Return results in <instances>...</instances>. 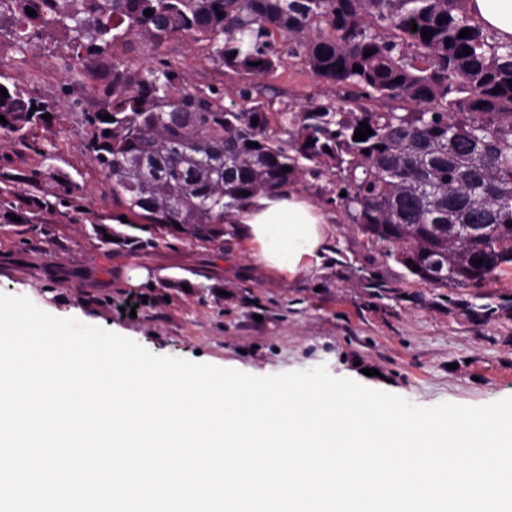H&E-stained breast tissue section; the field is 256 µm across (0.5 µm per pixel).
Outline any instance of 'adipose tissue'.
Here are the masks:
<instances>
[{"label": "adipose tissue", "instance_id": "obj_1", "mask_svg": "<svg viewBox=\"0 0 512 512\" xmlns=\"http://www.w3.org/2000/svg\"><path fill=\"white\" fill-rule=\"evenodd\" d=\"M473 20L502 43H512V0H467ZM228 247L246 249L269 276L293 280L327 253L331 215L295 185L276 195H261L237 212Z\"/></svg>", "mask_w": 512, "mask_h": 512}]
</instances>
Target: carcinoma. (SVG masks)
Segmentation results:
<instances>
[{
  "instance_id": "obj_1",
  "label": "carcinoma",
  "mask_w": 512,
  "mask_h": 512,
  "mask_svg": "<svg viewBox=\"0 0 512 512\" xmlns=\"http://www.w3.org/2000/svg\"><path fill=\"white\" fill-rule=\"evenodd\" d=\"M465 2L0 0V37L15 53L64 37L62 98L71 110L93 99L94 108L79 112L83 148L113 203L107 218L88 219L68 176L35 170L19 193L0 173V224L13 225L23 246L30 245L24 227L48 239L46 224L63 217L85 225L103 249L144 255L171 238L222 255L234 212L259 194L329 173L338 181L326 202L342 207L363 236L389 246L387 256L408 276L437 288H479L492 272L469 268V252L491 248L512 265V43L483 33ZM464 29L471 36L459 37ZM424 30L431 37L422 38ZM179 37L203 43L217 68L252 80L273 77L286 57L300 58L346 96L338 104L310 95L274 122L275 101L254 100L251 83L227 103L221 87L185 84L160 53ZM139 43L153 60L134 67L117 49L133 52ZM0 87L8 93L0 99L7 120L0 134L49 159L50 150L30 139L43 115L60 111L58 102L8 80ZM362 122L373 134L356 141ZM43 177L57 181L50 198L39 195ZM460 224L493 228L467 242ZM429 251L444 258L435 281L413 270Z\"/></svg>"
}]
</instances>
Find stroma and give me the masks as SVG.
<instances>
[{
	"mask_svg": "<svg viewBox=\"0 0 512 512\" xmlns=\"http://www.w3.org/2000/svg\"><path fill=\"white\" fill-rule=\"evenodd\" d=\"M165 55L189 84H242L221 71L190 38L172 40ZM0 74L57 98L65 74L49 51L16 61L0 44ZM323 90L301 59L290 58L258 89V101L276 110L299 108ZM40 146H53L55 169L79 188L91 214L111 212L105 184L83 153L73 113H53L34 129ZM331 254L300 278L272 279L255 270L246 252L215 255L185 241H170L144 257L116 247L102 254L83 227L58 221L51 242L24 247L0 230V293L29 298L43 311L74 318L132 339L158 356L183 358L256 376L326 366L338 378L429 408L443 402L483 406L512 397V268L453 299L448 289L415 282L369 243L341 208ZM144 269L147 281L131 284L126 271ZM144 297L136 317L115 306L127 294ZM499 310L483 322L471 302Z\"/></svg>",
	"mask_w": 512,
	"mask_h": 512,
	"instance_id": "1",
	"label": "stroma"
}]
</instances>
